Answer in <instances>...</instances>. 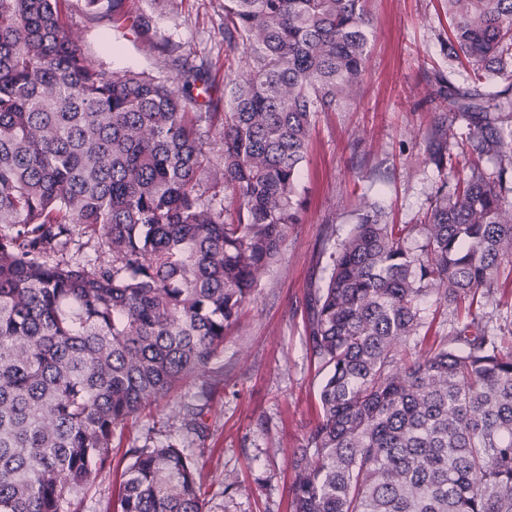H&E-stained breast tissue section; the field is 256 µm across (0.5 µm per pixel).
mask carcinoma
Listing matches in <instances>:
<instances>
[{
	"label": "carcinoma",
	"instance_id": "carcinoma-1",
	"mask_svg": "<svg viewBox=\"0 0 512 512\" xmlns=\"http://www.w3.org/2000/svg\"><path fill=\"white\" fill-rule=\"evenodd\" d=\"M61 2L0 0V512H68L116 433L223 353L297 222L316 117L357 98L372 32L367 0H227L225 52L241 57L220 115L198 107L211 85L182 55L170 76L92 65ZM444 2L448 60L512 89V0ZM431 102L427 162L459 166L443 118L458 114L469 172L423 224L362 200L308 295L326 375L291 512H512V351L478 313L512 281V97ZM430 296L468 318L431 343ZM172 413L196 433L200 406ZM126 455L105 512H204L187 448Z\"/></svg>",
	"mask_w": 512,
	"mask_h": 512
}]
</instances>
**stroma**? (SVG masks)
<instances>
[{
  "instance_id": "35a3bbf8",
  "label": "stroma",
  "mask_w": 512,
  "mask_h": 512,
  "mask_svg": "<svg viewBox=\"0 0 512 512\" xmlns=\"http://www.w3.org/2000/svg\"><path fill=\"white\" fill-rule=\"evenodd\" d=\"M124 7L151 16L149 31L133 35L116 12L90 10L86 0H64L62 21L95 65L162 76L175 52L202 65L213 96L223 98L224 0H124ZM368 9L374 26L360 94L347 111L316 119L302 165L300 223L290 225L277 261L227 331L223 354L174 395L203 408L189 451L205 512H289L292 454L315 424L323 378L305 343L307 294L324 286L328 256L355 224L361 197L376 200L388 223L423 221L441 183L423 162L435 76L477 94L508 86L498 78L472 83L463 68L449 66L443 0H369ZM170 403L130 421L113 440L114 459L181 440ZM228 475L233 485H225ZM120 483L119 469L103 472L73 496V512H104Z\"/></svg>"
}]
</instances>
